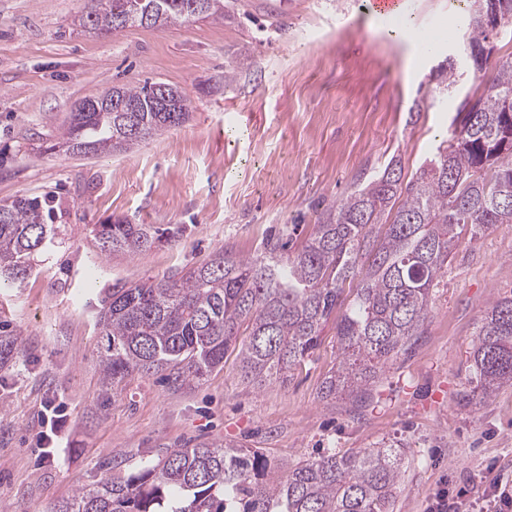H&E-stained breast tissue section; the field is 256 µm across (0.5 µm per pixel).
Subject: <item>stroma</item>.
Listing matches in <instances>:
<instances>
[{"label":"stroma","instance_id":"1","mask_svg":"<svg viewBox=\"0 0 512 512\" xmlns=\"http://www.w3.org/2000/svg\"><path fill=\"white\" fill-rule=\"evenodd\" d=\"M222 20L97 35L90 0H0V203L37 198L52 239L24 279L0 277V336L22 340L0 367V512H51L77 488L125 478L166 450L234 443L296 463L328 449L406 448L393 512H427L438 492L494 512L512 486V384L459 405L473 339L490 304L512 295V224L462 232L420 334L355 408L321 400L335 367V320L285 379L243 382L235 353L200 382L102 379V289L180 275L219 248L259 255L397 163L412 180L474 95L432 78L457 55L466 0H405L399 22L370 0H229ZM233 72L225 82V72ZM181 90L188 122L127 152L58 148L71 108L115 84ZM171 229L135 256L101 252L95 225Z\"/></svg>","mask_w":512,"mask_h":512}]
</instances>
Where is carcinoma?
I'll return each instance as SVG.
<instances>
[{
  "label": "carcinoma",
  "instance_id": "cac0c4a2",
  "mask_svg": "<svg viewBox=\"0 0 512 512\" xmlns=\"http://www.w3.org/2000/svg\"><path fill=\"white\" fill-rule=\"evenodd\" d=\"M191 2L105 0L79 26L108 34L224 17V0H205L198 14ZM501 33L512 36V0H471L466 37L478 52L472 67L484 90L461 103L415 179L405 182L386 167L328 206L295 250L272 237L256 257L224 249L178 279L112 287L98 313L105 383L164 372L175 382L199 381L236 348L241 378L262 386L301 364L344 305L338 366L320 395L327 401L346 390L353 403H366L428 318L454 239L466 229L476 238L512 224V60L495 57ZM436 80L453 88L455 65H440ZM157 86H112L83 98L101 105L118 96L137 111L73 112L62 145L80 155L126 152L183 123L187 105L159 111ZM49 232L37 201L0 204V272L24 277ZM94 232L109 253L137 255L162 239L150 224H97ZM356 277L360 288L347 302L343 284ZM508 382L512 297L496 300L482 319L468 365L471 388L459 403L487 400ZM405 459L403 448H367L293 464L238 444L200 443L172 449L123 480L82 486L53 512H392Z\"/></svg>",
  "mask_w": 512,
  "mask_h": 512
}]
</instances>
